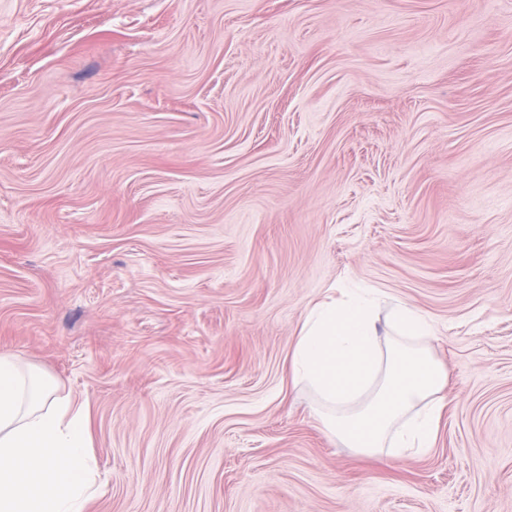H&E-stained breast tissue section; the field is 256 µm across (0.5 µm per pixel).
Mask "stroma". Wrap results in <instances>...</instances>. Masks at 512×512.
<instances>
[{"label":"stroma","instance_id":"35a3bbf8","mask_svg":"<svg viewBox=\"0 0 512 512\" xmlns=\"http://www.w3.org/2000/svg\"><path fill=\"white\" fill-rule=\"evenodd\" d=\"M354 285L433 326L427 453L291 381ZM0 352L87 512H512V0H0Z\"/></svg>","mask_w":512,"mask_h":512}]
</instances>
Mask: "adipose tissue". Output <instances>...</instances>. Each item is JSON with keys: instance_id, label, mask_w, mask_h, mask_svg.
Segmentation results:
<instances>
[{"instance_id": "obj_1", "label": "adipose tissue", "mask_w": 512, "mask_h": 512, "mask_svg": "<svg viewBox=\"0 0 512 512\" xmlns=\"http://www.w3.org/2000/svg\"><path fill=\"white\" fill-rule=\"evenodd\" d=\"M382 299L376 289L349 288L343 299L317 302L290 356L292 378L317 395L333 438L369 452L423 453L436 442L447 373L417 308L395 305L392 333L380 336ZM96 491L85 403L0 353V512H87Z\"/></svg>"}]
</instances>
